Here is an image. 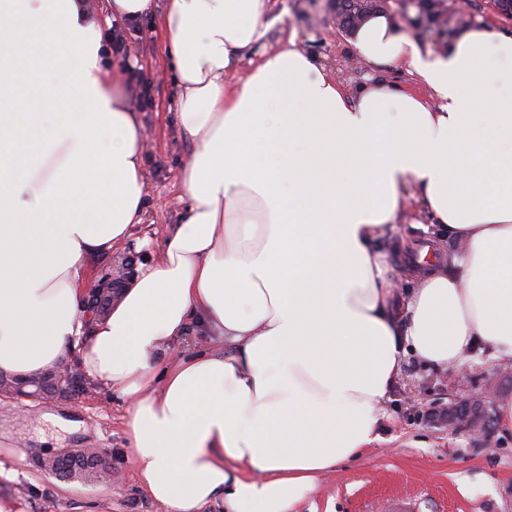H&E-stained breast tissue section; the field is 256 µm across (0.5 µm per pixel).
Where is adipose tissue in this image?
I'll return each mask as SVG.
<instances>
[{
  "label": "adipose tissue",
  "mask_w": 512,
  "mask_h": 512,
  "mask_svg": "<svg viewBox=\"0 0 512 512\" xmlns=\"http://www.w3.org/2000/svg\"><path fill=\"white\" fill-rule=\"evenodd\" d=\"M270 26V0H166L187 210L87 328L86 258L143 219L144 135L89 0H0V372L77 350L164 512H295L381 441L404 358L512 360V80L487 90L512 34L437 51L378 12L348 38L361 84L292 45L228 82ZM412 201L458 249L401 293L382 246Z\"/></svg>",
  "instance_id": "ef3b65f1"
}]
</instances>
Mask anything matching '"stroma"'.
<instances>
[{
    "instance_id": "stroma-1",
    "label": "stroma",
    "mask_w": 512,
    "mask_h": 512,
    "mask_svg": "<svg viewBox=\"0 0 512 512\" xmlns=\"http://www.w3.org/2000/svg\"><path fill=\"white\" fill-rule=\"evenodd\" d=\"M331 0H273L275 22L255 54L269 53L288 40L323 62L342 82L354 85L368 75L334 23ZM128 59L139 83L123 91V102L140 123L145 141L147 205L142 224L129 241L85 262L86 288L92 289L113 258L133 252L148 261L164 240L167 225L179 223L184 210L179 174L193 153L180 126L178 86L166 53L158 18L140 21L125 34ZM437 371L407 360L386 403L391 418L381 442L363 455L323 475L314 494L297 512H383L389 499L404 497L414 512H512V432L492 427L489 441L453 431L423 417L415 398L428 407H445L456 399L493 390L495 400L512 399V361L493 357L484 347L469 352L461 369ZM79 422L77 431L45 421V414ZM121 399L100 386L85 396L55 405H20L0 391V499L19 512H163L135 481L132 451L127 448ZM69 448H87L112 457L121 474L112 486L94 476L63 477L41 468L42 459Z\"/></svg>"
}]
</instances>
